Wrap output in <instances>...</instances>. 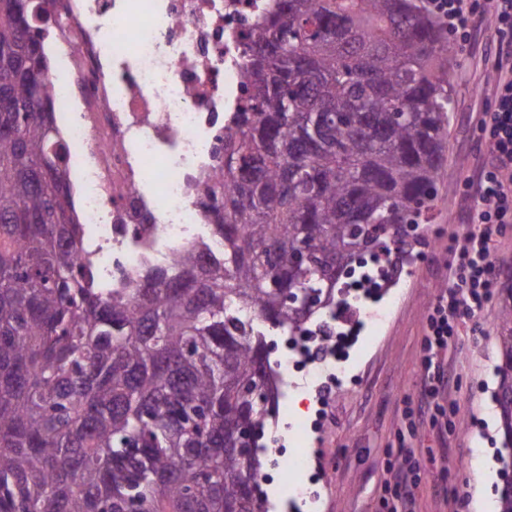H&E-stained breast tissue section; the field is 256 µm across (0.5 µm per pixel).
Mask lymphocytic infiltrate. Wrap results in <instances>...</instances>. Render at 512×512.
<instances>
[{
  "mask_svg": "<svg viewBox=\"0 0 512 512\" xmlns=\"http://www.w3.org/2000/svg\"><path fill=\"white\" fill-rule=\"evenodd\" d=\"M445 27L468 41L482 20H490L495 73L491 109L479 119L487 158L464 181L469 203V229L448 240V284L436 289L420 340L422 373L418 397L409 401L403 416L409 424L422 421L447 439L456 414L448 403L450 376L442 355L458 347L463 333H483L479 317L500 286V270L492 258L496 237L512 226V0H423ZM394 482L385 483L378 496V512H415V491L422 462L414 449L399 444L394 453Z\"/></svg>",
  "mask_w": 512,
  "mask_h": 512,
  "instance_id": "f902f5d3",
  "label": "lymphocytic infiltrate"
}]
</instances>
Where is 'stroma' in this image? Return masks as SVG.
<instances>
[{
  "label": "stroma",
  "mask_w": 512,
  "mask_h": 512,
  "mask_svg": "<svg viewBox=\"0 0 512 512\" xmlns=\"http://www.w3.org/2000/svg\"><path fill=\"white\" fill-rule=\"evenodd\" d=\"M491 40L477 29L464 49L455 50L448 69L454 107L449 114L443 166L431 209L421 217L413 243L374 299L360 308H381V321L362 319L340 363H329L334 378L329 397L287 374L281 411L268 437L285 453H304L308 466L287 472L264 464V490L274 491L270 512H376L383 481L393 480L386 461L390 448L406 441L429 465L419 489L420 512H458L451 488H466L467 512H486L502 486L501 455L507 440L496 403L503 353L496 336L504 302L495 297L483 310L485 336H464L448 350L449 398L457 405V429L440 446L429 425L402 422L405 397L420 381V339L437 286L448 281V239L467 229L463 181L485 157L478 119L491 104ZM305 488L293 500L288 485Z\"/></svg>",
  "instance_id": "1"
}]
</instances>
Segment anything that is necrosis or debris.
<instances>
[{"instance_id": "necrosis-or-debris-1", "label": "necrosis or debris", "mask_w": 512, "mask_h": 512, "mask_svg": "<svg viewBox=\"0 0 512 512\" xmlns=\"http://www.w3.org/2000/svg\"><path fill=\"white\" fill-rule=\"evenodd\" d=\"M267 0H51L41 41L85 262L134 287L204 239L245 37Z\"/></svg>"}]
</instances>
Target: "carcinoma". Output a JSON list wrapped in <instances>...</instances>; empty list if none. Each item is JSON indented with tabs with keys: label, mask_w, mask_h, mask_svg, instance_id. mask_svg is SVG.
<instances>
[{
	"label": "carcinoma",
	"mask_w": 512,
	"mask_h": 512,
	"mask_svg": "<svg viewBox=\"0 0 512 512\" xmlns=\"http://www.w3.org/2000/svg\"><path fill=\"white\" fill-rule=\"evenodd\" d=\"M0 0V512H269L255 477L278 387L268 337L307 334L432 207L449 40L421 0H269L250 28L232 183L197 247L127 292L95 287L46 57ZM317 306H290V290ZM512 433V306L497 336Z\"/></svg>",
	"instance_id": "carcinoma-1"
}]
</instances>
